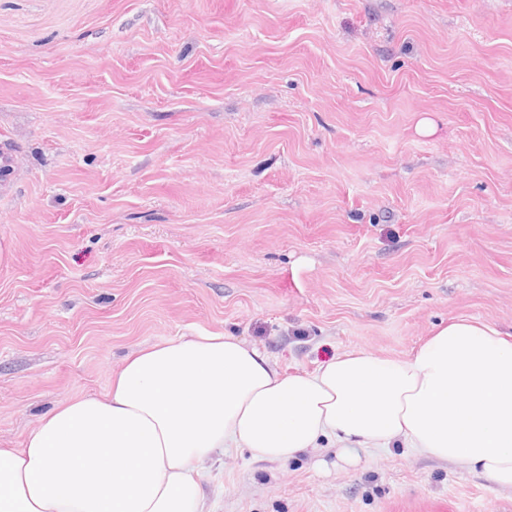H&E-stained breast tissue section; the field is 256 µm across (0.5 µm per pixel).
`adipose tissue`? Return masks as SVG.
Masks as SVG:
<instances>
[{
  "label": "adipose tissue",
  "mask_w": 512,
  "mask_h": 512,
  "mask_svg": "<svg viewBox=\"0 0 512 512\" xmlns=\"http://www.w3.org/2000/svg\"><path fill=\"white\" fill-rule=\"evenodd\" d=\"M325 441L343 468L399 443L512 491V341L462 318L409 358L350 351L288 377L234 336L140 349L105 395L0 448V512H199L193 469L214 450L286 462Z\"/></svg>",
  "instance_id": "1"
}]
</instances>
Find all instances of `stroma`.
<instances>
[{"label":"stroma","mask_w":512,"mask_h":512,"mask_svg":"<svg viewBox=\"0 0 512 512\" xmlns=\"http://www.w3.org/2000/svg\"><path fill=\"white\" fill-rule=\"evenodd\" d=\"M0 448L186 335L287 374L512 333V0H0ZM197 467L202 512H512L397 445Z\"/></svg>","instance_id":"stroma-1"}]
</instances>
